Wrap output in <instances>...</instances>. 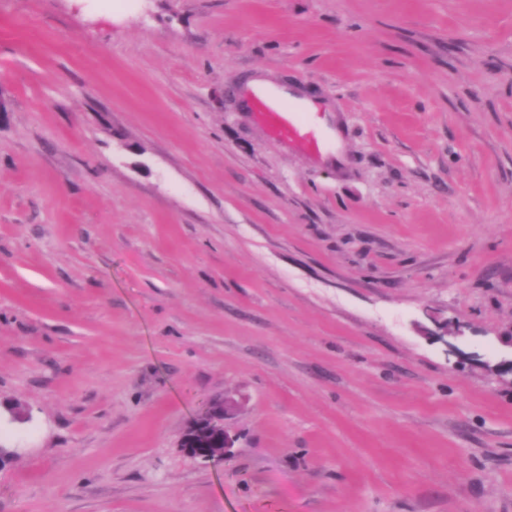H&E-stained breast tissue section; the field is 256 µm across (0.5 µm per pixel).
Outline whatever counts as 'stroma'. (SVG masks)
<instances>
[{
	"instance_id": "1",
	"label": "stroma",
	"mask_w": 512,
	"mask_h": 512,
	"mask_svg": "<svg viewBox=\"0 0 512 512\" xmlns=\"http://www.w3.org/2000/svg\"><path fill=\"white\" fill-rule=\"evenodd\" d=\"M510 360L512 0H0V512H512ZM240 98L274 143L315 157L338 156L340 147L332 140L326 121L328 111L321 100L301 96L289 88L265 85L246 89ZM225 414L226 409H224L223 406H218V408L208 407L201 413L199 419L206 415H212L218 423V437L212 442V436L202 437L199 440L194 438V441L191 442L192 447H190V442L187 441L183 435L180 442L181 448H184L188 453L205 461H223L225 456L232 453V448H234L236 441L235 437L229 434L224 427Z\"/></svg>"
}]
</instances>
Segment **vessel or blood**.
<instances>
[{
	"mask_svg": "<svg viewBox=\"0 0 512 512\" xmlns=\"http://www.w3.org/2000/svg\"><path fill=\"white\" fill-rule=\"evenodd\" d=\"M274 143L299 149L316 157L338 153L326 121L324 103L277 86L258 85L241 95Z\"/></svg>",
	"mask_w": 512,
	"mask_h": 512,
	"instance_id": "vessel-or-blood-1",
	"label": "vessel or blood"
}]
</instances>
